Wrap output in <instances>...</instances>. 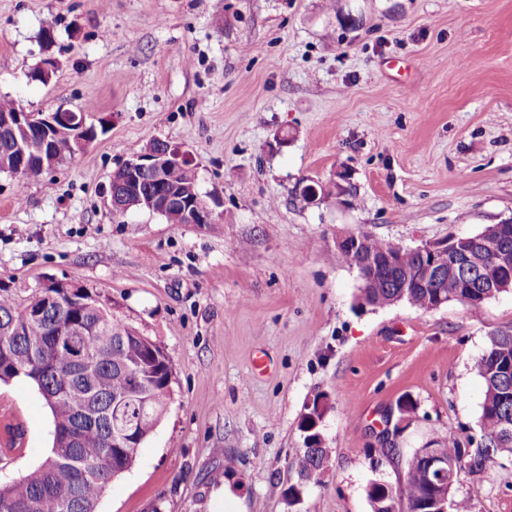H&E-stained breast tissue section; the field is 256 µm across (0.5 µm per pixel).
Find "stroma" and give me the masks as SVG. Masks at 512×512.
Masks as SVG:
<instances>
[{
	"label": "stroma",
	"mask_w": 512,
	"mask_h": 512,
	"mask_svg": "<svg viewBox=\"0 0 512 512\" xmlns=\"http://www.w3.org/2000/svg\"><path fill=\"white\" fill-rule=\"evenodd\" d=\"M53 30L45 42L44 27ZM48 82L29 80L45 58ZM0 97L103 125L42 178L0 172V284L20 306L74 282L173 370L165 414L98 512H372L398 405L404 454L478 437L488 335L512 291L474 310L359 306L336 238L413 247L512 217V0H0ZM178 147L216 224L114 214L112 172ZM347 171L352 193L303 186ZM320 403L327 468L288 498ZM24 429L0 481L37 466L53 418L0 384ZM472 512H512V462L462 476Z\"/></svg>",
	"instance_id": "obj_1"
}]
</instances>
